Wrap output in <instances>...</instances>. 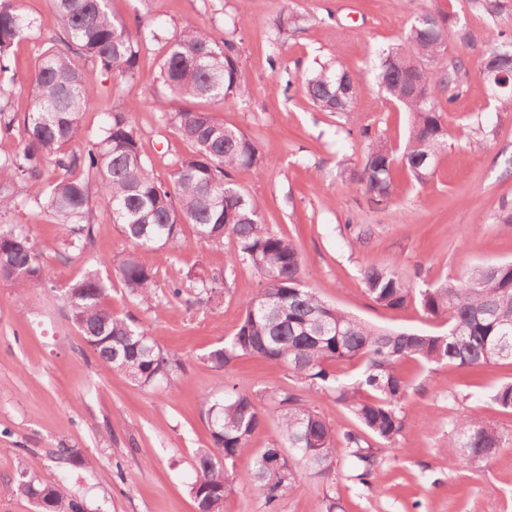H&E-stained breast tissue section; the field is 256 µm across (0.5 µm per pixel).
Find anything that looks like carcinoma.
Masks as SVG:
<instances>
[{
    "instance_id": "1",
    "label": "carcinoma",
    "mask_w": 512,
    "mask_h": 512,
    "mask_svg": "<svg viewBox=\"0 0 512 512\" xmlns=\"http://www.w3.org/2000/svg\"><path fill=\"white\" fill-rule=\"evenodd\" d=\"M52 4L63 37L38 55L25 76L30 93L26 136L14 151L0 153V216L26 206L46 211L57 218L68 247L80 253L93 237L94 196L112 210L114 223L139 249L178 242L183 224L192 226L200 242L232 238L235 251L227 265L253 268L263 285L246 300L237 332L210 350L206 360L224 371L242 356L280 364L309 395L303 398L285 389L243 393L233 387L202 395L211 446L196 449L188 492L197 512H224L235 462L252 451L251 439L266 418L268 404L275 410L282 443L255 452L253 470L240 481L255 491L264 512H279L282 500L299 488V472L304 471L328 483L323 512H341L335 482L338 454L364 483L379 464L377 449L366 435L388 444L403 430L408 384L397 370L399 362L458 367L512 363V262L478 265L460 278L424 288L398 269H364L366 292L374 304L401 309L417 299L427 315L448 324L442 333L378 327L327 303L303 282L296 245L265 227L259 203L232 180L239 168L264 171L256 142L238 127L191 107L196 100L222 104L229 97H249V88L240 81L234 41H219L208 28L189 26L167 42L159 71L167 95L154 97L153 105L162 124L176 129L191 150L175 162L172 184L166 185L151 174L126 111L109 113L97 140L83 144L81 114L88 100L82 62L95 63L117 81L132 79L139 67L137 37L112 14L110 0ZM442 18L449 13L416 16L404 44L379 54L377 84L409 113L410 123L402 151L376 140L362 160L358 180L377 205L390 196L395 166L419 181L433 173L448 139L442 112L467 92L469 65L448 51ZM32 29L33 21L18 0H0V75L12 70L13 47ZM359 86L358 74L342 65L323 64L302 80L304 93L325 112L355 113V98L345 92ZM485 86L499 110L512 111V86L498 88L488 80ZM12 96V89L0 84V132L5 135L15 120ZM174 101L184 105L172 112ZM49 165L55 177L46 180ZM97 263L111 265L138 304L157 316L163 313L156 272L134 253ZM187 278L198 284L196 302L219 301L222 277L201 269L188 272ZM0 279L13 287L22 311L32 289L59 291L88 350L104 368L124 374L140 388L169 385L182 367L148 326L112 311L110 286L97 267L54 288L30 228L7 219L0 222ZM353 361L361 363V371L349 383L333 366ZM323 397L343 405L366 435L337 433L314 405V399ZM490 399L512 409V382L494 389ZM504 442L496 427L471 414L452 422L442 448L448 464L473 466L493 457ZM51 458L60 464L58 481L44 483L20 466L13 478L17 492L36 512H89L70 473L92 462L70 447L54 449Z\"/></svg>"
}]
</instances>
